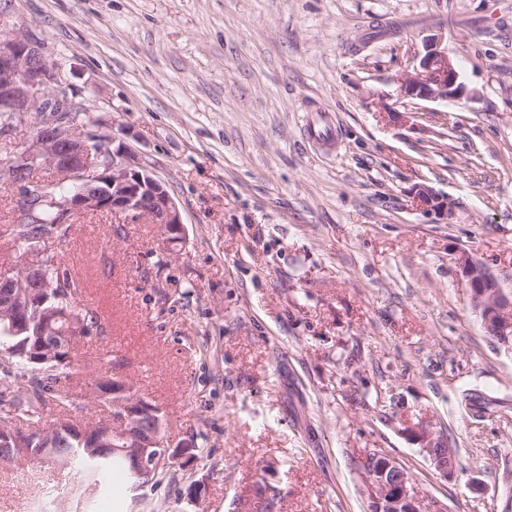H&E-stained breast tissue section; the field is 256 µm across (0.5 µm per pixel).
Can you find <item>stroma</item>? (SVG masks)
Returning <instances> with one entry per match:
<instances>
[{
  "label": "stroma",
  "instance_id": "stroma-1",
  "mask_svg": "<svg viewBox=\"0 0 512 512\" xmlns=\"http://www.w3.org/2000/svg\"><path fill=\"white\" fill-rule=\"evenodd\" d=\"M0 19L42 42L80 122L153 165L186 231L88 214L52 242L109 329L75 349L74 392L112 354L170 448L204 451L135 496L0 465V512H367L373 450L428 512H512V352L454 263L512 290V0H0ZM434 34L464 96L401 97ZM425 437L426 446L422 448L423 452L437 471L444 478L451 477L456 470L455 467V453L452 448H446L447 444H440L439 442H432Z\"/></svg>",
  "mask_w": 512,
  "mask_h": 512
}]
</instances>
